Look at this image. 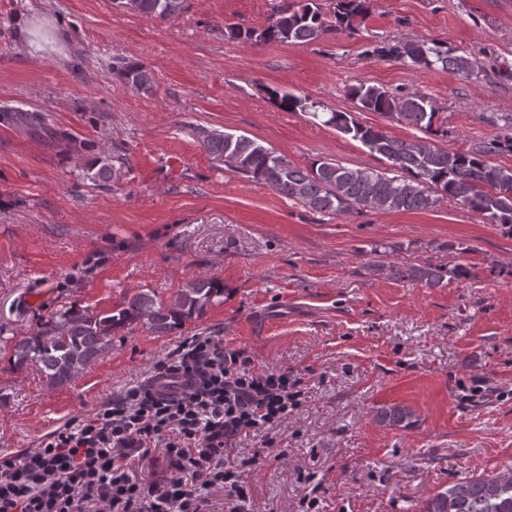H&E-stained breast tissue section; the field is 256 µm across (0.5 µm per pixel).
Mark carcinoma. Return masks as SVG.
I'll return each mask as SVG.
<instances>
[{
  "label": "carcinoma",
  "mask_w": 512,
  "mask_h": 512,
  "mask_svg": "<svg viewBox=\"0 0 512 512\" xmlns=\"http://www.w3.org/2000/svg\"><path fill=\"white\" fill-rule=\"evenodd\" d=\"M184 2L138 0L137 13L164 19L182 10ZM368 16L369 0H336L330 14L309 0L297 11L277 13L263 29L228 25L224 35L244 43L308 44L328 34L354 35ZM371 53L425 69L439 66L469 73L475 67L472 59L452 57L446 47L435 43L397 41L376 46ZM114 70L138 89L147 91L153 86L151 72L137 60H123ZM348 95L357 111L375 112L404 122L422 131L423 136L400 140L359 121L353 112H320L317 103L307 98L270 91V98L280 109L307 113L333 127L385 158L397 174L352 169L330 160H315L300 167L272 147L241 134L233 135L231 142L222 134L207 135L202 140L203 147L228 169L315 213L339 215L364 209L425 211L448 199L489 223L512 231V167L490 161L494 153L512 152V136L448 153L431 142V137L444 135L446 130L437 125L438 109L425 95L392 92L363 81L350 86ZM397 275L437 286L450 275H466V269L461 265L450 269L425 264L399 267ZM223 297L222 281L192 280L169 302L152 292L138 291L107 312L70 306L57 312L36 334L14 343L13 366L23 369L35 364L49 387H61L101 355L111 344L115 331L141 323L164 336L181 329L188 321L201 319ZM377 417L388 426L407 427L413 412L395 404L378 409ZM416 512H512V478L505 483L499 473L473 475L426 498L416 506Z\"/></svg>",
  "instance_id": "cac0c4a2"
}]
</instances>
